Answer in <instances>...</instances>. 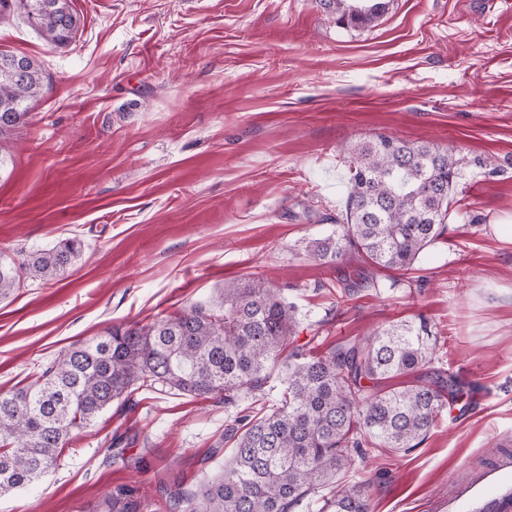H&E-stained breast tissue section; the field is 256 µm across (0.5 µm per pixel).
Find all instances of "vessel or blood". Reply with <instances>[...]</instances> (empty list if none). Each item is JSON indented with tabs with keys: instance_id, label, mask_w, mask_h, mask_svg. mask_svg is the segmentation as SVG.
Wrapping results in <instances>:
<instances>
[{
	"instance_id": "1",
	"label": "vessel or blood",
	"mask_w": 512,
	"mask_h": 512,
	"mask_svg": "<svg viewBox=\"0 0 512 512\" xmlns=\"http://www.w3.org/2000/svg\"><path fill=\"white\" fill-rule=\"evenodd\" d=\"M436 512H512V452L499 455L478 475L453 481Z\"/></svg>"
}]
</instances>
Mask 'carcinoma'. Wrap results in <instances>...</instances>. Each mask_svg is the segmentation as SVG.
Wrapping results in <instances>:
<instances>
[{
    "mask_svg": "<svg viewBox=\"0 0 512 512\" xmlns=\"http://www.w3.org/2000/svg\"><path fill=\"white\" fill-rule=\"evenodd\" d=\"M344 28L364 30L390 0H318ZM50 44L76 37L80 18L69 0H0ZM25 76L0 67V141L25 123L31 103L49 83L24 57ZM348 193L328 221L336 237L317 239L308 256L341 272L336 303H347L377 275L408 272L419 254L448 230V214L465 169L502 172L490 157L471 160L452 149L380 134L343 156ZM81 242L63 240L16 265L0 261V298L21 276L50 282L80 255ZM297 306L283 290L257 279L224 282L218 295L147 325H114L91 342L61 353L20 388L0 391V495L30 485L57 465L69 441L115 401L143 392L177 391L250 402L224 431L232 454L194 491L176 488L181 512H372L370 488L341 489L318 499L336 474L369 448L409 452L437 425L448 401L467 384L431 368L435 334L422 316L377 330L363 341L313 356L298 343ZM412 379L396 388L385 382ZM280 389L267 405L271 382Z\"/></svg>",
    "mask_w": 512,
    "mask_h": 512,
    "instance_id": "1",
    "label": "carcinoma"
}]
</instances>
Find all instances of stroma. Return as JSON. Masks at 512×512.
<instances>
[{"label":"stroma","mask_w":512,"mask_h":512,"mask_svg":"<svg viewBox=\"0 0 512 512\" xmlns=\"http://www.w3.org/2000/svg\"><path fill=\"white\" fill-rule=\"evenodd\" d=\"M71 44L0 16V50L50 81L0 147V258L76 238L50 283L0 300V390L27 384L112 325L147 324L255 277L284 289L300 341L322 355L426 316L440 367L474 383L409 452L368 449L336 477L371 484L373 512H433L450 481L512 448V0H391L364 31L316 0H70ZM385 133L495 157L466 177L448 234L413 284L337 305L335 270L309 242L335 234L347 196L343 146ZM238 413L215 399L136 393L113 403L38 483L0 512H103L132 493L170 512L173 483L215 475Z\"/></svg>","instance_id":"stroma-1"}]
</instances>
